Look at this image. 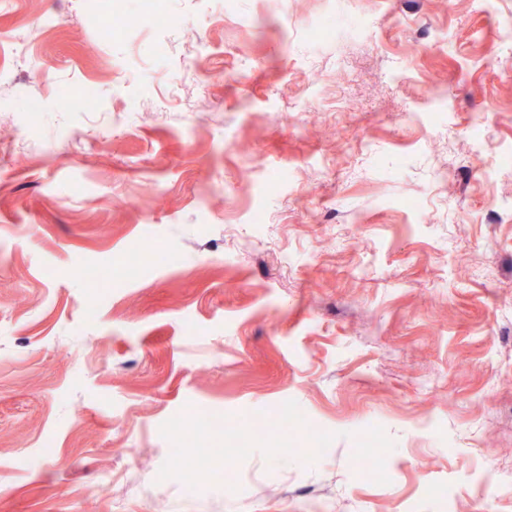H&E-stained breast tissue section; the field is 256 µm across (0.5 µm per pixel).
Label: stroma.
<instances>
[{"label":"stroma","mask_w":512,"mask_h":512,"mask_svg":"<svg viewBox=\"0 0 512 512\" xmlns=\"http://www.w3.org/2000/svg\"><path fill=\"white\" fill-rule=\"evenodd\" d=\"M154 5L0 0V512H512V0Z\"/></svg>","instance_id":"stroma-1"}]
</instances>
